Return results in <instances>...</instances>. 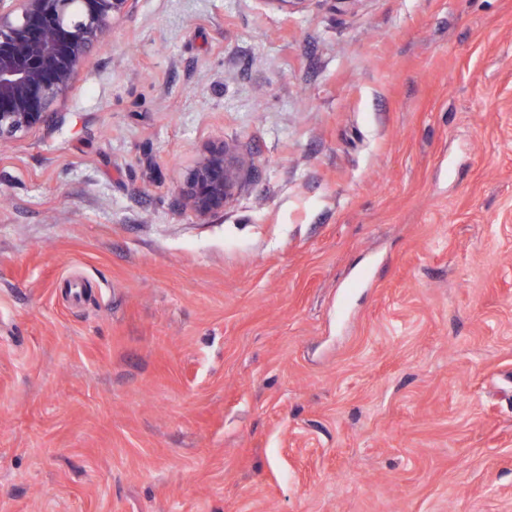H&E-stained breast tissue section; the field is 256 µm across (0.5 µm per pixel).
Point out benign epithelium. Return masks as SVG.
Instances as JSON below:
<instances>
[{"mask_svg":"<svg viewBox=\"0 0 512 512\" xmlns=\"http://www.w3.org/2000/svg\"><path fill=\"white\" fill-rule=\"evenodd\" d=\"M134 0H0V142L30 130H51L56 106L110 21ZM229 149H209L182 189L204 217L224 208L238 179Z\"/></svg>","mask_w":512,"mask_h":512,"instance_id":"1","label":"benign epithelium"}]
</instances>
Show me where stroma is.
<instances>
[{"label": "stroma", "instance_id": "35a3bbf8", "mask_svg": "<svg viewBox=\"0 0 512 512\" xmlns=\"http://www.w3.org/2000/svg\"><path fill=\"white\" fill-rule=\"evenodd\" d=\"M61 110L0 144V512H512V0H135ZM224 145L209 149L182 189L188 206L204 217L224 208L238 179V169L228 160Z\"/></svg>", "mask_w": 512, "mask_h": 512}]
</instances>
